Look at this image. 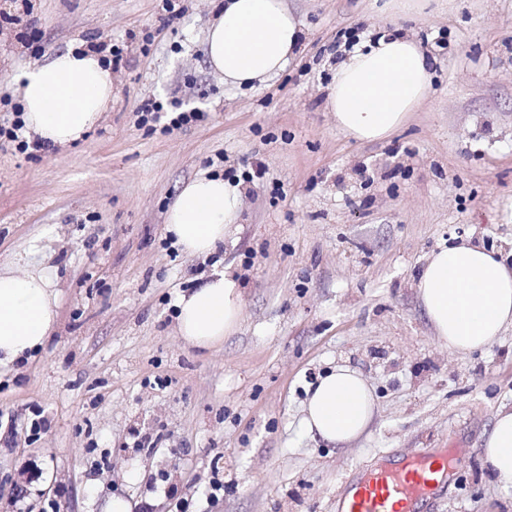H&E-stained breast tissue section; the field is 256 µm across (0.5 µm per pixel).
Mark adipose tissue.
Here are the masks:
<instances>
[{
    "label": "adipose tissue",
    "instance_id": "obj_1",
    "mask_svg": "<svg viewBox=\"0 0 512 512\" xmlns=\"http://www.w3.org/2000/svg\"><path fill=\"white\" fill-rule=\"evenodd\" d=\"M305 31L285 0H226L206 36L207 62L240 87L283 71ZM432 60L412 35L384 33L337 62L325 107L337 128L359 142H379L402 127L425 98ZM22 119L45 144L80 140L112 103V67L92 50L67 49L17 77ZM240 185L218 176L185 183L166 215V231L183 252L215 253L241 217ZM414 288L436 339L464 358L512 328V266L500 251L469 240L440 246L426 259ZM55 272L0 269V366L29 358L57 324ZM176 329L187 346L210 350L239 326L243 293L235 276L214 272L181 293ZM374 391L357 370L338 366L321 377L303 405L302 429L327 443L348 444L373 421ZM498 479L512 483V410H500L484 443Z\"/></svg>",
    "mask_w": 512,
    "mask_h": 512
}]
</instances>
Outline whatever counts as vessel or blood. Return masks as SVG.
I'll use <instances>...</instances> for the list:
<instances>
[{
	"instance_id": "b4317fda",
	"label": "vessel or blood",
	"mask_w": 512,
	"mask_h": 512,
	"mask_svg": "<svg viewBox=\"0 0 512 512\" xmlns=\"http://www.w3.org/2000/svg\"><path fill=\"white\" fill-rule=\"evenodd\" d=\"M470 462L467 449L453 452L435 467L427 456L392 458L352 482L336 503V512H420L422 505Z\"/></svg>"
}]
</instances>
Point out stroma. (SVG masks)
Instances as JSON below:
<instances>
[{"instance_id":"stroma-1","label":"stroma","mask_w":512,"mask_h":512,"mask_svg":"<svg viewBox=\"0 0 512 512\" xmlns=\"http://www.w3.org/2000/svg\"><path fill=\"white\" fill-rule=\"evenodd\" d=\"M307 38L282 72L233 87L205 38L217 0H0V124L15 77L103 46L116 95L64 148L0 147V267L56 274L58 327L0 367V507L8 512H336L347 480L392 453L458 444L470 464L423 512H512L483 455L512 409V329L464 359L435 339L412 287L452 236L512 249V0H287ZM414 34L434 56L422 106L389 138L346 137L324 109L347 41ZM193 112L163 129L140 121ZM262 177H255L256 169ZM241 182L234 243L190 256L165 230L183 183ZM228 268L244 292L218 349L185 346L174 303ZM371 382L368 431L336 448L301 425L338 365ZM45 419L41 431L33 420ZM24 499H16L18 484Z\"/></svg>"}]
</instances>
